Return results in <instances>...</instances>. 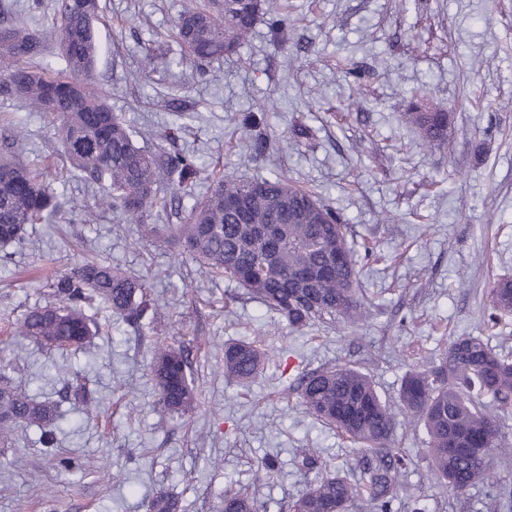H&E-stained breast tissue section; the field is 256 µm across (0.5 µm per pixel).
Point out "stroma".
I'll list each match as a JSON object with an SVG mask.
<instances>
[{"instance_id": "obj_1", "label": "stroma", "mask_w": 512, "mask_h": 512, "mask_svg": "<svg viewBox=\"0 0 512 512\" xmlns=\"http://www.w3.org/2000/svg\"><path fill=\"white\" fill-rule=\"evenodd\" d=\"M303 19L272 36L259 20L237 53L211 63L183 58L173 35L190 0H99L97 86L113 112L148 131L147 145L199 157L206 175L225 167L242 178L283 173L314 189L384 261L361 273L365 317L357 327L325 324L302 334L246 290L201 272L174 241L167 212L124 223L96 206L97 192L65 163L51 118L0 101L6 123L23 127L24 157L46 167L60 194L52 224H31L0 268V374L60 418L53 447L38 427H19L0 448V512H146L147 496L176 498L180 512H216L227 489L247 487L261 512H288L316 473L303 459L361 480V452L301 404L303 375L336 365L367 373L391 407L404 376L456 336H481L512 356V314L483 323L488 291L512 279V0H288ZM154 69L140 78L146 57ZM315 96H308V89ZM451 116L449 148L427 147L402 113L413 94ZM268 144L250 149L255 136ZM95 212L86 222L87 212ZM144 278L164 307L158 324L128 328L98 304L102 328L82 353L46 352L6 335L10 322L52 302L50 280L84 258ZM190 351L200 406L164 410L151 382L157 340ZM259 340L271 353L250 387L224 376L225 344ZM100 399L86 415L72 383ZM411 459L393 512H504L512 455L494 456L497 486L463 495L437 485L422 429L398 424ZM276 468L257 484L264 460Z\"/></svg>"}]
</instances>
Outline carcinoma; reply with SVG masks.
<instances>
[{
  "label": "carcinoma",
  "instance_id": "obj_1",
  "mask_svg": "<svg viewBox=\"0 0 512 512\" xmlns=\"http://www.w3.org/2000/svg\"><path fill=\"white\" fill-rule=\"evenodd\" d=\"M270 18L278 33L288 24L286 0H202L183 11L174 36L184 54L199 62L236 53L259 18ZM99 0H56L51 27L45 31L0 21V98L19 101L48 114L60 152L71 169L97 186L98 207L118 210L128 224H143L152 211L172 203L163 175L179 174L182 187L199 173L189 156L151 151L137 145L131 122L112 112L96 85L99 46L95 23ZM59 50L62 68L33 69L46 43ZM430 146L448 141L449 115L421 103L404 113ZM264 190L253 193L251 180L224 170L209 191L193 199L186 222L175 237L200 267L246 289L294 330L339 319L348 327L362 317L359 269L348 228L315 193L288 177H260ZM242 198L244 208L231 210L227 198ZM61 203L44 184L42 173L11 155H0V250L23 238L30 224L51 223ZM58 303L30 309L16 335L48 349L80 351L100 327L85 312L97 299L129 326L146 315L161 316L143 279L100 261H84L52 283ZM493 321L512 313V279H500L488 294ZM269 352L255 342L224 345V376L246 386L253 382ZM188 354L176 342L154 346L152 381L163 408L187 415L199 406L188 377ZM301 398L309 414L335 428L370 452L366 477L353 484L336 474L316 477L289 506L290 512H391L393 490L407 459L395 445L396 414L381 399L372 380L349 365L328 367L302 377ZM490 404H483V400ZM399 402L403 423L423 425L432 475L457 494L477 483H494L490 460L506 455L500 414L512 412V357H505L480 336H458L442 357L416 367L404 377ZM54 407L38 402L9 383L0 384V445L15 428H45L43 443L53 445ZM148 512H179L178 501L152 496ZM219 512H257L255 498L229 490Z\"/></svg>",
  "mask_w": 512,
  "mask_h": 512
}]
</instances>
